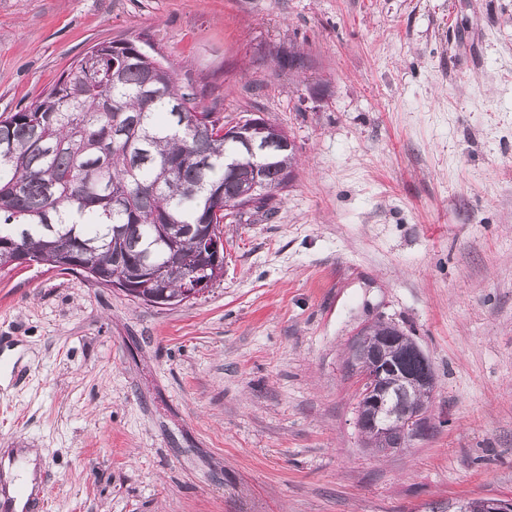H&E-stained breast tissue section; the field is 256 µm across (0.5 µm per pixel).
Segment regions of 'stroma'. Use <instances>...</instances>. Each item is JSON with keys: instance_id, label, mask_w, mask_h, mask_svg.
I'll return each instance as SVG.
<instances>
[{"instance_id": "obj_1", "label": "stroma", "mask_w": 512, "mask_h": 512, "mask_svg": "<svg viewBox=\"0 0 512 512\" xmlns=\"http://www.w3.org/2000/svg\"><path fill=\"white\" fill-rule=\"evenodd\" d=\"M141 34L225 122L284 128L298 165L184 305L0 272V448L41 449L42 512L512 497V0H0V120ZM377 319L438 380L435 429L390 455L365 448L343 366Z\"/></svg>"}]
</instances>
